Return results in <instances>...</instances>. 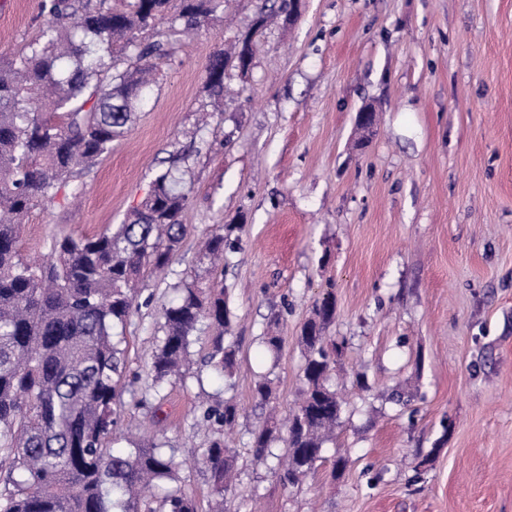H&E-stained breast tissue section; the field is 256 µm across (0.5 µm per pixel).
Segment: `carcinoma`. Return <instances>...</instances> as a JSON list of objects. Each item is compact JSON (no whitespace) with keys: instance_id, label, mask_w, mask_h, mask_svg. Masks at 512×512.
Listing matches in <instances>:
<instances>
[{"instance_id":"obj_1","label":"carcinoma","mask_w":512,"mask_h":512,"mask_svg":"<svg viewBox=\"0 0 512 512\" xmlns=\"http://www.w3.org/2000/svg\"><path fill=\"white\" fill-rule=\"evenodd\" d=\"M168 4L44 0L49 21L40 38L18 59H0V512H197L179 487L143 498L175 477L174 456L160 444L123 452L105 444L117 424L114 404L127 372L125 337L117 328L130 316L140 279L164 268L186 234L179 222L191 190L186 171L173 166L158 174L123 223L91 237L52 239L42 263L23 261L18 250L32 209L93 167L132 127L156 83L153 60L169 55L179 37L200 28L224 0H182L180 26L141 41L139 32L163 20ZM240 53L237 44L209 59L204 82L211 95L223 96L224 62ZM238 230L237 224L212 227L205 257L219 260L234 250ZM335 314L328 294L301 328L304 387L286 433L274 418L251 431L258 461L285 443L286 485L316 472L340 419L342 403L328 377L343 345L324 335ZM160 316L163 336L150 365V389L159 400L162 383L185 376L203 321L213 334L202 364L232 379L237 360L225 288L190 274ZM252 392L269 402V375H257ZM239 418L238 405L226 400L206 407L198 421L209 433L200 457L215 512H224L234 459L224 432Z\"/></svg>"}]
</instances>
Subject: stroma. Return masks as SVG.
Here are the masks:
<instances>
[{"mask_svg":"<svg viewBox=\"0 0 512 512\" xmlns=\"http://www.w3.org/2000/svg\"><path fill=\"white\" fill-rule=\"evenodd\" d=\"M42 4L0 0V56L39 38ZM262 4L224 0L157 59L132 128L77 177L79 194L62 189L28 215L20 253L39 260L54 237L122 223L188 150V234L164 270L145 275L123 328L116 447L173 449L177 486L209 512L196 418L230 396L241 417L227 438L237 477L224 512L254 501L263 512H512V0H303L294 22L258 28ZM252 28L251 65L226 71L212 109L204 67ZM367 104L376 125L364 140L355 118ZM215 224L241 227L224 261L237 370L228 386L193 370L170 380L156 417L139 399L159 310L181 279L208 269L202 240ZM326 292L336 314L325 333L347 340L330 378L344 404L324 462L292 488L275 459L249 450L268 413L252 386L270 374L279 413L293 407L298 336ZM274 312L277 353L260 342ZM396 389L412 392L410 405L390 401ZM339 455L348 466L335 474Z\"/></svg>","mask_w":512,"mask_h":512,"instance_id":"obj_1","label":"stroma"}]
</instances>
